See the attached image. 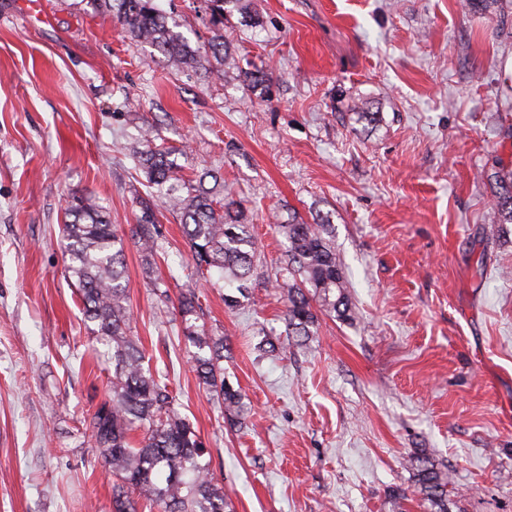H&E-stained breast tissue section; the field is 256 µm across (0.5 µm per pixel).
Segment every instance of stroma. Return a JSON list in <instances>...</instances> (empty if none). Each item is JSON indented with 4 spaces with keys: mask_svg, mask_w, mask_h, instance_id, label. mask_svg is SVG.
<instances>
[{
    "mask_svg": "<svg viewBox=\"0 0 512 512\" xmlns=\"http://www.w3.org/2000/svg\"><path fill=\"white\" fill-rule=\"evenodd\" d=\"M40 3L50 23L0 0V512H112L83 426L112 362L92 348L60 227L76 193L130 236L149 128L184 174L221 176L260 248L237 310L169 212L154 266L125 251L132 333L233 512H393L396 488L421 512V450L458 491L452 512H512V224L490 216L494 175L512 168V0H232L219 26L203 0H157L192 46H231L219 79L170 68L87 0ZM362 103L377 122H356ZM320 215L355 316L260 354L285 331L278 227ZM188 288L227 340L243 424L192 369Z\"/></svg>",
    "mask_w": 512,
    "mask_h": 512,
    "instance_id": "1",
    "label": "stroma"
}]
</instances>
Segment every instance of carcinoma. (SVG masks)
I'll use <instances>...</instances> for the list:
<instances>
[{
	"instance_id": "obj_1",
	"label": "carcinoma",
	"mask_w": 512,
	"mask_h": 512,
	"mask_svg": "<svg viewBox=\"0 0 512 512\" xmlns=\"http://www.w3.org/2000/svg\"><path fill=\"white\" fill-rule=\"evenodd\" d=\"M101 13H115L117 21L137 46L157 49L168 65L200 67L210 59L231 63L234 57L223 41L208 50L192 47L169 27L156 0H90ZM172 150L146 140L136 151L149 187L156 189L153 204L143 207L131 241L146 259L156 255L162 236L155 210L163 209L183 226L187 244L199 271L217 269L224 287V305L237 309L249 299V281L256 265L258 245L240 202L230 193L216 205L213 191L179 175L170 160ZM491 210L500 224H512V171L496 175ZM287 240L288 264L276 279L286 310L285 336L302 346L315 335L318 313L341 320L352 318V307L339 258L328 234V224L291 220L278 225ZM65 271L75 280L85 321L92 335L112 359L109 397L84 424L104 466L112 473V512H137V502L157 512H230L224 488L203 462L204 443L189 421L171 408L167 382L145 366V353L131 335V312L124 280V241L118 237L102 208L77 195L68 197L61 225ZM199 297L195 290L180 294L178 313L186 340L195 348L191 362L203 385L224 405L227 417L241 422L248 407L240 390L224 378V337L197 324ZM140 432L138 442L132 433ZM413 482L425 512H450L448 474L425 454L409 457Z\"/></svg>"
}]
</instances>
